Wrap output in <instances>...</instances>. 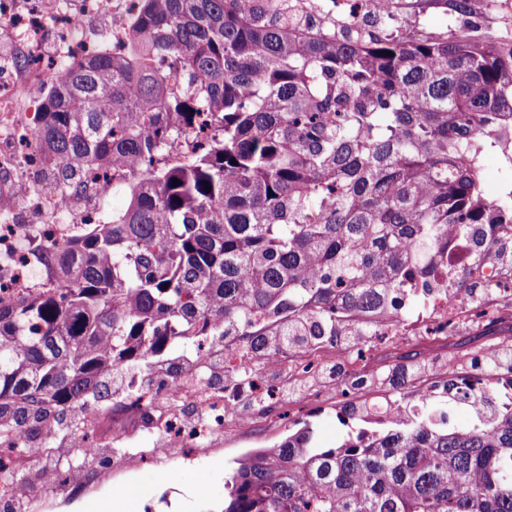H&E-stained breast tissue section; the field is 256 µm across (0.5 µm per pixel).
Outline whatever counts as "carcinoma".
Wrapping results in <instances>:
<instances>
[{
  "instance_id": "carcinoma-1",
  "label": "carcinoma",
  "mask_w": 512,
  "mask_h": 512,
  "mask_svg": "<svg viewBox=\"0 0 512 512\" xmlns=\"http://www.w3.org/2000/svg\"><path fill=\"white\" fill-rule=\"evenodd\" d=\"M125 47L41 76V110L17 144L22 181L0 193V225L30 193L62 200L123 191L112 223L33 235L48 284L0 299V483L19 512L53 483L93 474L94 415L168 380L220 386L191 363L241 338L273 357L358 345L365 320L430 289L431 261L470 226L512 224L484 195L480 158L512 129V41L463 24L423 35L371 0H134ZM201 141L183 161L175 145ZM179 184L174 185L172 181ZM476 264L512 269V238L472 237ZM494 285L473 282L472 300ZM491 368L512 371V344ZM407 357L350 378L387 385L408 408L334 448L312 425L236 460L224 512H512V395L467 396ZM466 424L446 427L442 405Z\"/></svg>"
}]
</instances>
